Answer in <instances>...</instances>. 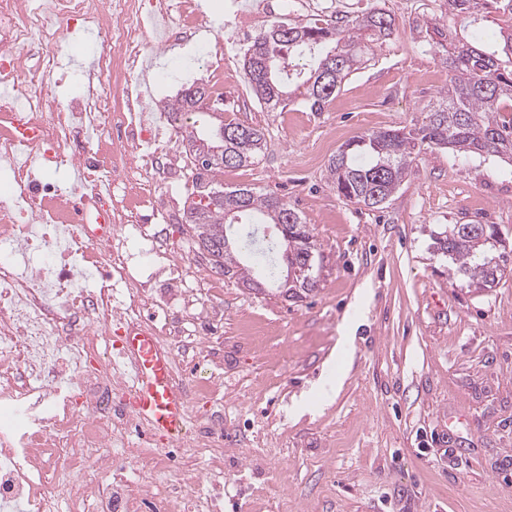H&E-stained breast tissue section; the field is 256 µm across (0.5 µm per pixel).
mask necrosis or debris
I'll use <instances>...</instances> for the list:
<instances>
[{
	"label": "necrosis or debris",
	"mask_w": 512,
	"mask_h": 512,
	"mask_svg": "<svg viewBox=\"0 0 512 512\" xmlns=\"http://www.w3.org/2000/svg\"><path fill=\"white\" fill-rule=\"evenodd\" d=\"M359 0H288L279 14L354 13ZM263 0L224 16L241 37L269 27ZM206 27L197 0H0V512H138L134 460L166 466L162 449L130 441L122 419L135 391L112 326L142 322L146 301L122 254L123 237L156 247L186 293L199 282L163 231L154 187L176 182L161 161L163 115H148L142 80L149 49L188 42ZM95 30L100 47L76 76L80 95L59 101L49 82L67 63L68 33ZM82 171L68 190L52 178ZM100 278L83 282L80 266ZM102 477L84 479L88 466Z\"/></svg>",
	"instance_id": "4bbe7bcc"
}]
</instances>
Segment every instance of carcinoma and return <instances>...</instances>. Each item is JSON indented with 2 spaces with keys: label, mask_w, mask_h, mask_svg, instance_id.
I'll return each mask as SVG.
<instances>
[{
  "label": "carcinoma",
  "mask_w": 512,
  "mask_h": 512,
  "mask_svg": "<svg viewBox=\"0 0 512 512\" xmlns=\"http://www.w3.org/2000/svg\"><path fill=\"white\" fill-rule=\"evenodd\" d=\"M441 17L448 28L434 26L448 87L439 93L427 123L418 131L379 130L345 144L328 163L338 196L369 208L388 201L406 177L418 145L446 148L456 155H480L512 162V124L498 121L512 112V26L491 37L478 0H443ZM393 19L382 11L358 15L339 24L295 21L258 34L248 46L244 69L255 97L274 111L299 94L312 112H320L359 65L374 56V45L389 35ZM185 94L168 105L177 115L192 112L190 164L216 176L226 168L254 163L266 146L264 129L224 122V113L206 106V92ZM199 200L184 211L185 224L212 268L222 274L234 267L247 284L277 291L287 271L296 267L298 287H317L316 249L297 212L275 194L257 195L241 188L225 192L197 184ZM288 225V237L278 225ZM494 224H450L434 234L437 254L448 271L468 286L492 288L512 269V255L497 251Z\"/></svg>",
  "instance_id": "carcinoma-1"
}]
</instances>
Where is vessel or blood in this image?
Returning a JSON list of instances; mask_svg holds the SVG:
<instances>
[{
  "mask_svg": "<svg viewBox=\"0 0 512 512\" xmlns=\"http://www.w3.org/2000/svg\"><path fill=\"white\" fill-rule=\"evenodd\" d=\"M125 350L136 366L135 414L147 422L152 433L175 439L185 427L187 403L171 378V352L145 332L129 333Z\"/></svg>",
  "mask_w": 512,
  "mask_h": 512,
  "instance_id": "obj_1",
  "label": "vessel or blood"
}]
</instances>
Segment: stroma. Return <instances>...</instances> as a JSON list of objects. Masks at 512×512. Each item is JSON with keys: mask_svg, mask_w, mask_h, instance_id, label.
<instances>
[{"mask_svg": "<svg viewBox=\"0 0 512 512\" xmlns=\"http://www.w3.org/2000/svg\"><path fill=\"white\" fill-rule=\"evenodd\" d=\"M212 25L192 47L150 51L147 106L206 86L205 57L224 28V0H202ZM395 24L373 60L342 83L323 111L302 99L270 112L248 84L225 90V120L260 124L267 147L254 164L225 169V190L248 187L283 198L316 245V288L301 297L258 292L235 273L184 302L157 256L125 245L131 272L177 328L196 327L203 349L179 357L194 379L222 390L187 403L220 429L224 476L197 492L204 512H512V272L493 288L449 278L432 247L442 224L497 225L512 248V165L494 157L425 149L387 203L340 199L330 157L365 132L420 127L447 80L429 35L433 0H393ZM194 168L169 197V241L203 273L184 218ZM355 322L348 351L339 341ZM341 381L331 396L321 382ZM171 466L131 467L156 490L207 467L205 455L174 448Z\"/></svg>", "mask_w": 512, "mask_h": 512, "instance_id": "1", "label": "stroma"}]
</instances>
